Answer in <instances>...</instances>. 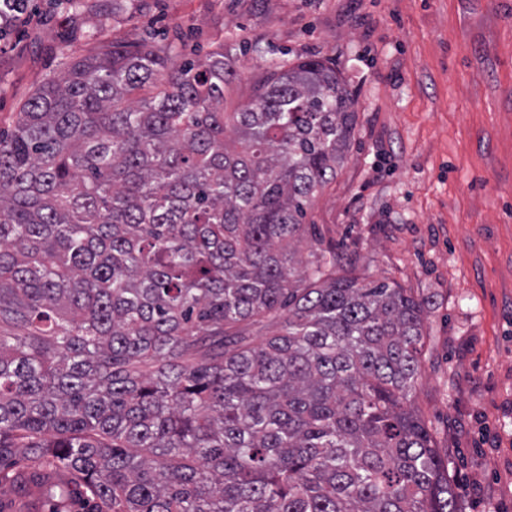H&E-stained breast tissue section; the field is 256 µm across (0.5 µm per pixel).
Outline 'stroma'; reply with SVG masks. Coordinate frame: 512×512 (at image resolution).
<instances>
[{
	"mask_svg": "<svg viewBox=\"0 0 512 512\" xmlns=\"http://www.w3.org/2000/svg\"><path fill=\"white\" fill-rule=\"evenodd\" d=\"M29 0L0 31V130L66 59L146 36L231 46L248 94L272 64L327 58L356 97L308 221L362 274L424 301L415 402L460 512H512V0ZM65 470L0 512H93Z\"/></svg>",
	"mask_w": 512,
	"mask_h": 512,
	"instance_id": "stroma-1",
	"label": "stroma"
}]
</instances>
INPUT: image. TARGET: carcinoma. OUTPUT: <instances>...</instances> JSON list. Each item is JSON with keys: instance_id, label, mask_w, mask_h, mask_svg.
I'll return each instance as SVG.
<instances>
[{"instance_id": "obj_1", "label": "carcinoma", "mask_w": 512, "mask_h": 512, "mask_svg": "<svg viewBox=\"0 0 512 512\" xmlns=\"http://www.w3.org/2000/svg\"><path fill=\"white\" fill-rule=\"evenodd\" d=\"M235 79L222 43L101 41L0 136V474L99 512H459L423 301L305 223L351 92L327 58Z\"/></svg>"}]
</instances>
